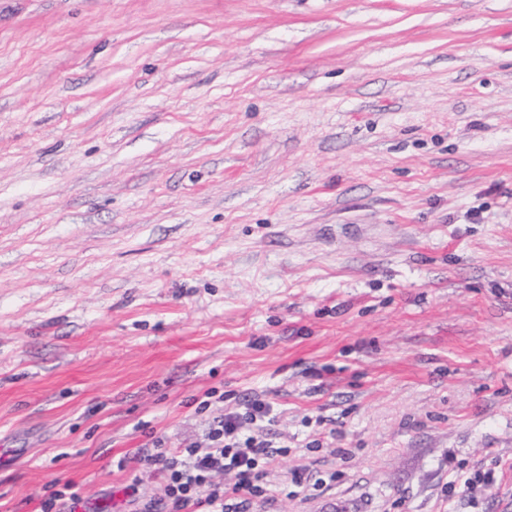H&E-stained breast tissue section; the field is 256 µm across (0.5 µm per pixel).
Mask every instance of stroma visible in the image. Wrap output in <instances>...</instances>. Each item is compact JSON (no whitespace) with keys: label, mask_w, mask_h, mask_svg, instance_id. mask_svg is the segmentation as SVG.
I'll list each match as a JSON object with an SVG mask.
<instances>
[{"label":"stroma","mask_w":512,"mask_h":512,"mask_svg":"<svg viewBox=\"0 0 512 512\" xmlns=\"http://www.w3.org/2000/svg\"><path fill=\"white\" fill-rule=\"evenodd\" d=\"M213 390L336 471L250 512H512V0H0V512Z\"/></svg>","instance_id":"stroma-1"}]
</instances>
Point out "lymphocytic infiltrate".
<instances>
[{"label":"lymphocytic infiltrate","mask_w":512,"mask_h":512,"mask_svg":"<svg viewBox=\"0 0 512 512\" xmlns=\"http://www.w3.org/2000/svg\"><path fill=\"white\" fill-rule=\"evenodd\" d=\"M274 406L265 398L246 396L236 409L217 410L202 440L181 448L166 447L146 465L163 486L162 496L141 492L138 484L115 491L129 512H248L252 498L274 496L282 486L279 459L288 449L261 432ZM218 474L234 475L230 484L215 482Z\"/></svg>","instance_id":"obj_1"}]
</instances>
